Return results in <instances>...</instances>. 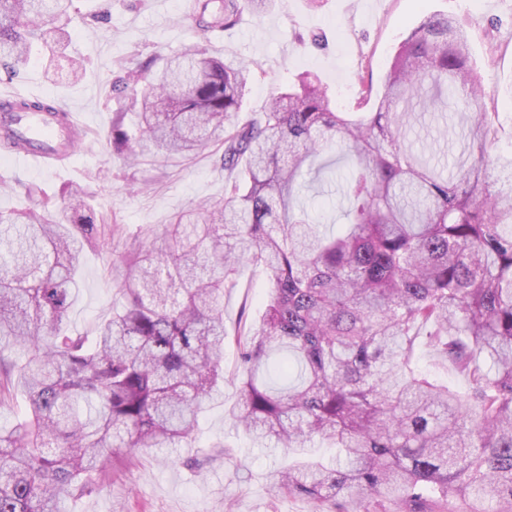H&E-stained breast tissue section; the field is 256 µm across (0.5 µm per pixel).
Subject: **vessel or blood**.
Returning a JSON list of instances; mask_svg holds the SVG:
<instances>
[{"instance_id":"vessel-or-blood-1","label":"vessel or blood","mask_w":512,"mask_h":512,"mask_svg":"<svg viewBox=\"0 0 512 512\" xmlns=\"http://www.w3.org/2000/svg\"><path fill=\"white\" fill-rule=\"evenodd\" d=\"M21 100V94L0 90V110L11 113L16 133L10 160L24 168L62 164L74 153L84 132L80 113L68 110L58 117L31 112L21 108Z\"/></svg>"}]
</instances>
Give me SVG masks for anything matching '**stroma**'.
<instances>
[{"instance_id": "35a3bbf8", "label": "stroma", "mask_w": 512, "mask_h": 512, "mask_svg": "<svg viewBox=\"0 0 512 512\" xmlns=\"http://www.w3.org/2000/svg\"><path fill=\"white\" fill-rule=\"evenodd\" d=\"M101 0H80V16L60 19L65 47L55 52L36 45L20 78L0 74V89H23L60 101L80 112L83 143L66 167L37 172L9 163L0 151L1 182L35 184L66 206L68 192L87 193L96 216L120 225L124 234L160 231L174 212L223 195L225 172L218 162L222 142L211 143L193 159H148L128 164L114 152L107 134L117 113L131 100L116 96L111 83L130 60L164 56L198 42L185 20L186 0H112L111 19L91 21ZM459 20L469 37L470 62L483 78L485 109L498 115L497 142L488 169L497 189L508 190L512 170V0H271L266 14L242 11L223 38H207L211 52L258 69L238 114L247 120L264 111L272 92L287 90L303 76L322 81L337 112L373 111L383 79L400 43L424 17ZM86 62L82 80L59 76L72 60ZM415 148H426L442 163L455 161L461 135L452 107L443 113L415 112ZM106 241L78 258L79 286L69 312L71 331L83 332L105 316L118 298L108 268L119 252ZM270 285L261 268H242L235 287L224 292V398L207 408L192 447L169 456L137 452L117 465L98 495L82 499L78 512H316L313 501L272 492L268 472L285 461L281 448H257L224 418L239 384L234 377V336L242 314L256 316Z\"/></svg>"}]
</instances>
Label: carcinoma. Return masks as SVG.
<instances>
[{
	"label": "carcinoma",
	"mask_w": 512,
	"mask_h": 512,
	"mask_svg": "<svg viewBox=\"0 0 512 512\" xmlns=\"http://www.w3.org/2000/svg\"><path fill=\"white\" fill-rule=\"evenodd\" d=\"M78 0H0V69L18 78L48 23ZM269 0H197L205 34ZM148 58L112 83L135 93L138 132L108 135L131 164L189 158L224 140V195L174 214L161 234L97 224L74 190L61 216L35 184L0 211V406L29 412L0 430V512H71L104 488L106 462L141 448H189L224 392V289L241 265L272 284L264 314L239 325L240 400L224 418L298 456L269 476L278 495L320 512H512V193L488 181L496 113L456 20L426 17L397 50L376 110L334 112L318 78L273 94L238 121L254 66L194 45ZM426 108L457 92L466 128L449 177L405 144ZM334 148L348 222L319 231L300 204L303 168ZM121 308L91 333L63 324L77 259L105 238ZM466 390L422 374L419 349ZM336 460L308 457L314 441Z\"/></svg>",
	"instance_id": "cac0c4a2"
}]
</instances>
